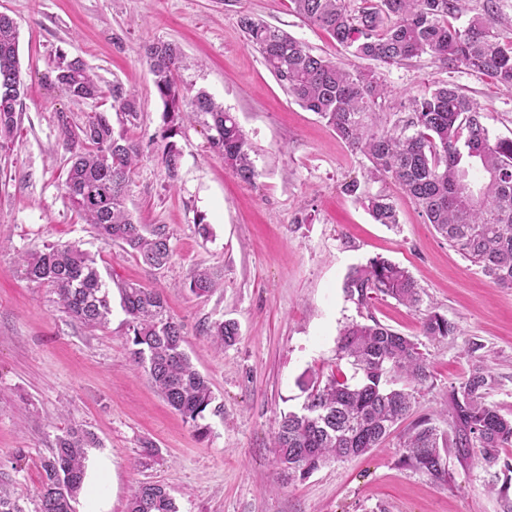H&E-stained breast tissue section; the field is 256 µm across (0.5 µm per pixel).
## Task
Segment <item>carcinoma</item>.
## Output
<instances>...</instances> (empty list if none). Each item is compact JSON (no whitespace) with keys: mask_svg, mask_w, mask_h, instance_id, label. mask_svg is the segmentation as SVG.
I'll return each instance as SVG.
<instances>
[{"mask_svg":"<svg viewBox=\"0 0 512 512\" xmlns=\"http://www.w3.org/2000/svg\"><path fill=\"white\" fill-rule=\"evenodd\" d=\"M468 0H377L372 6L350 9L347 0H291L293 11L307 23L325 30L361 60L400 64L428 55L448 66L476 70L512 88V32L493 25L495 0L485 13L469 17L462 26L452 21L468 12ZM247 43L263 58L278 84L303 109L324 120L353 151L366 160L371 181L391 179L421 209L448 246L478 266L503 288H512V139L494 138L481 113L459 89L447 82L409 99L410 116L403 124L377 129L369 116L385 98L386 86L372 69L348 68L313 54L303 41L249 15L240 17ZM18 28L0 14V138H10L18 125L17 106L24 95L18 58ZM154 86L164 105L162 163L167 177L178 175L180 150L174 138L185 120H200L213 134V151L236 176L251 181L256 170L252 146L233 113L204 90L187 97L176 73L180 48L156 42L144 49ZM57 82L78 104L94 102L102 88L80 58H63ZM112 100L124 115L136 118L135 95L112 86ZM66 150L71 154L64 183L72 207L95 227L106 242H117L142 262L161 269L172 259L170 237L161 225L148 228L134 221L126 197L137 165L140 145L117 133L104 112L73 128L62 122ZM482 173L474 183L472 169ZM379 224H397L394 202L387 195L364 197ZM16 272L28 282L49 286L58 303L74 320L101 327L112 312L110 288L94 258L77 242L53 245L45 251L18 255ZM216 285L207 268L196 270L189 290L197 296ZM348 296L363 306L376 296L416 307L420 289L411 273L385 258L352 270L345 282ZM128 317V335L135 349L132 360L144 369L165 402L193 423L210 413L224 416L208 380L184 352L183 326L166 310L163 293L138 283L119 288ZM454 326L437 312L426 315L422 333L448 337ZM208 335L218 347L234 343L238 325L213 322ZM468 376L448 392L451 432L430 417L406 429L400 463L448 481V454L461 461L478 459L488 466L502 464L512 472V459L501 457L512 447V416L488 401L495 376L484 359L468 351ZM336 356L358 375L351 383L333 375L325 382L303 383L306 400L298 412L277 422L274 454L282 473L304 478L330 461L360 457L381 445L410 414L414 392L431 377L420 343L381 324L352 321L340 331ZM94 435L71 427L56 437L55 448L41 460L43 481L38 512H73L85 479L84 449ZM127 512H179L161 484L142 483L128 502Z\"/></svg>","mask_w":512,"mask_h":512,"instance_id":"obj_1","label":"carcinoma"}]
</instances>
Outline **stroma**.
<instances>
[{"label": "stroma", "mask_w": 512, "mask_h": 512, "mask_svg": "<svg viewBox=\"0 0 512 512\" xmlns=\"http://www.w3.org/2000/svg\"><path fill=\"white\" fill-rule=\"evenodd\" d=\"M19 29L25 94L18 128L0 142V491L23 512H37L40 461L68 427L94 433L86 451L84 489L75 512H126L145 482L167 487L179 512H512V472L449 458L446 482L402 466L398 435L306 478L289 479L271 448L280 414L306 399L300 377H352L336 358L339 330L376 319L421 339L431 377L417 395L415 417L447 429L448 392L466 378L467 351L478 348L496 384L490 402L512 415V290L471 266L427 224L393 181H366L353 152L315 113L279 86L239 26L248 14L304 41L314 53L353 65L351 53L304 22L290 0H0ZM176 43L184 62L177 81L188 94L205 90L238 119L257 170L245 182L211 149L207 128L184 124L181 163L169 180L161 162L164 106L140 46ZM83 59L104 95L73 104L55 80L60 57ZM387 94L372 120L390 127L407 118L409 99L452 83L478 107L492 136L512 139V89L464 67L422 57L379 67ZM132 91L135 120L113 106V85ZM104 112L115 131L140 143L127 207L140 224L164 225L174 252L153 269L117 243L106 244L64 194L70 166L63 123L84 124ZM395 201L399 224L377 223L345 183ZM208 224L201 233L200 224ZM79 242L112 291L106 327L68 317L55 294L20 279L18 253ZM390 259L412 274L420 307L389 297L361 306L344 289L349 272ZM210 268L217 286L193 295L190 275ZM135 282L160 289L183 326L193 366L211 382L223 417H206L197 438L131 360L133 345L119 288ZM455 325L445 339L422 338L428 312ZM236 321L235 344L216 349L206 328ZM154 446V456L144 453Z\"/></svg>", "instance_id": "1"}]
</instances>
